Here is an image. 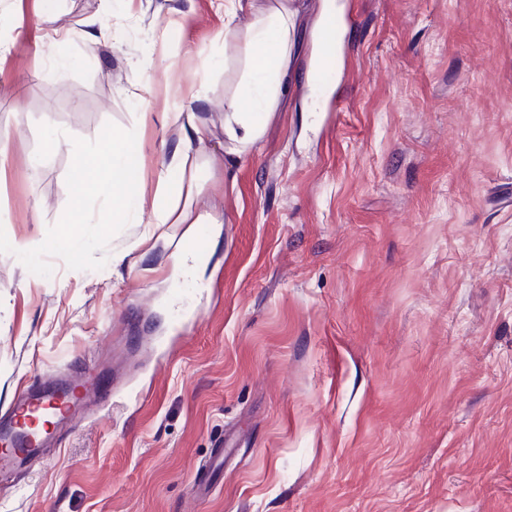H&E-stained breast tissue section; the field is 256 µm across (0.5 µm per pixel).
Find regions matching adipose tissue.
<instances>
[{"label": "adipose tissue", "mask_w": 512, "mask_h": 512, "mask_svg": "<svg viewBox=\"0 0 512 512\" xmlns=\"http://www.w3.org/2000/svg\"><path fill=\"white\" fill-rule=\"evenodd\" d=\"M247 8L253 10L254 19L239 33L247 65L238 92L228 100L224 115V152L236 158L257 149L263 133L257 117L276 109L286 89L283 74L292 50V11L288 0H266L259 9L253 0H224L227 21H234L237 13ZM169 119L179 133L171 164L179 167L195 146L208 139L209 129L197 120L195 113L181 108L170 112Z\"/></svg>", "instance_id": "ef3b65f1"}]
</instances>
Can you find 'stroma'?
Here are the masks:
<instances>
[{"instance_id":"1","label":"stroma","mask_w":512,"mask_h":512,"mask_svg":"<svg viewBox=\"0 0 512 512\" xmlns=\"http://www.w3.org/2000/svg\"><path fill=\"white\" fill-rule=\"evenodd\" d=\"M292 6L288 89L227 168L245 58L224 0H0L11 245L65 211L73 138L112 122L139 148L138 221L104 268L0 254V412L81 366L108 393L0 512H512V0ZM331 6L352 21L325 78ZM184 104L210 137L172 170ZM188 200L190 278L186 225L151 227Z\"/></svg>"}]
</instances>
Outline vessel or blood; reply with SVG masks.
<instances>
[{"instance_id":"1","label":"vessel or blood","mask_w":512,"mask_h":512,"mask_svg":"<svg viewBox=\"0 0 512 512\" xmlns=\"http://www.w3.org/2000/svg\"><path fill=\"white\" fill-rule=\"evenodd\" d=\"M103 398L85 369L53 388L18 394L8 412L0 415V471L10 470L17 459L40 455L47 448L50 436L43 432L41 423L45 411H52L60 427L81 407Z\"/></svg>"}]
</instances>
